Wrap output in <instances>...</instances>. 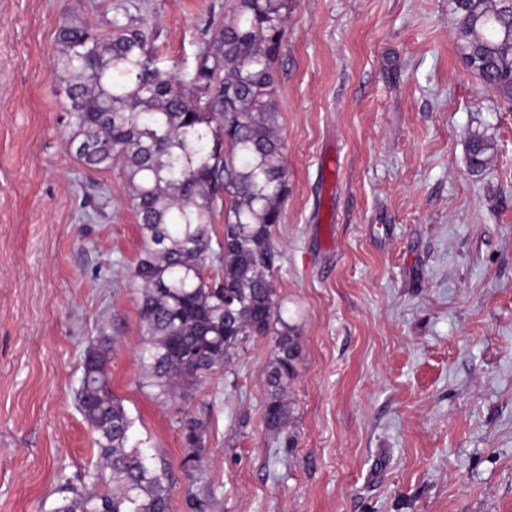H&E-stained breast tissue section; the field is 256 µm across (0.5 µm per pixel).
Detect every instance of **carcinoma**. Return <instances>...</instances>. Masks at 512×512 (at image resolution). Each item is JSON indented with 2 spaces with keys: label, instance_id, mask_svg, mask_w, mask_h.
<instances>
[{
  "label": "carcinoma",
  "instance_id": "obj_1",
  "mask_svg": "<svg viewBox=\"0 0 512 512\" xmlns=\"http://www.w3.org/2000/svg\"><path fill=\"white\" fill-rule=\"evenodd\" d=\"M458 49L479 80L512 103V0H449ZM288 0H233L192 69L158 66L149 22L112 20L103 34L73 17L57 33L52 93L66 100L67 146L88 169L120 166L143 246L131 273L144 325L138 386L155 399L190 400L197 385L249 340L276 336L267 371L264 421L281 433L283 401L296 373L299 337L276 318L271 282L289 172L277 135L274 64L283 47ZM491 143L469 138V166L480 172ZM224 207L219 251L209 224ZM216 274L208 275L212 263ZM112 336L101 326L82 359L76 391L81 415L97 433L98 468L112 484H66L53 512H169L167 463L152 465L129 445L134 420L112 391ZM184 464L200 471L206 424L180 420Z\"/></svg>",
  "mask_w": 512,
  "mask_h": 512
}]
</instances>
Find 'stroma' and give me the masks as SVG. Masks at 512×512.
<instances>
[{
    "label": "stroma",
    "mask_w": 512,
    "mask_h": 512,
    "mask_svg": "<svg viewBox=\"0 0 512 512\" xmlns=\"http://www.w3.org/2000/svg\"><path fill=\"white\" fill-rule=\"evenodd\" d=\"M232 0H0V512L99 480L75 392L107 326L170 512H512V104L459 57L448 0H290L275 68L290 175L272 281L299 337L269 432L274 337L191 401L139 388L142 241L120 168L90 170L51 92L59 28L147 19L186 74ZM494 144L473 172L467 142ZM206 421L202 473L179 420Z\"/></svg>",
    "instance_id": "1"
}]
</instances>
